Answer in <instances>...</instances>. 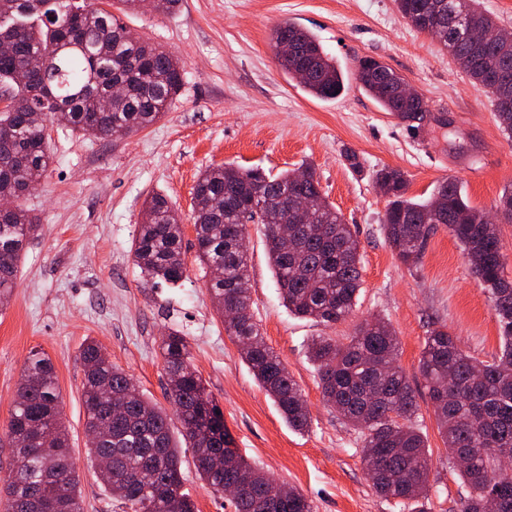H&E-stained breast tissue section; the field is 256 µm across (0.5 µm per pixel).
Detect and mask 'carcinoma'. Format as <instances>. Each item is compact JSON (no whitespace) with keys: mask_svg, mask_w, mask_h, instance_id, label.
Listing matches in <instances>:
<instances>
[{"mask_svg":"<svg viewBox=\"0 0 512 512\" xmlns=\"http://www.w3.org/2000/svg\"><path fill=\"white\" fill-rule=\"evenodd\" d=\"M402 19L418 31L435 32L437 41L486 94L501 131L512 137V92L490 90L498 67L512 79V38L480 44L472 34L496 29L479 0H395ZM0 90L12 106L0 111V200H17L32 189L34 174L51 165L49 137L30 126L28 114L44 112L50 123L63 124L96 139L132 133L153 125L179 93L184 68L174 54L131 34L95 0H0ZM271 42H288L298 53L277 58L292 75L308 72L302 82L314 97L332 100L345 90V75L316 37L287 20L271 29ZM47 55L41 70L31 59ZM359 88L384 111L412 121L427 111L420 97L406 98L396 86L358 66ZM109 108H101L102 101ZM297 185L296 170L267 174L232 163L200 174L193 193L192 219L198 259L222 275L209 281V293L225 330L239 345L242 359L273 399L288 426L303 430L310 414L300 387L283 361L266 344L250 313L251 284L246 249V214L266 228L268 257L280 296L302 317L335 324L357 305L361 289V254L351 225L324 197L319 179ZM373 179L386 198L383 229L390 247L406 265L423 255L428 238L441 225L462 247L477 285L489 294L502 349L491 361H478L457 344L448 326L436 323L425 340L419 372L432 404L448 455L467 453L469 464L458 475L468 487L456 512H512V470L501 471L497 448H512V279L504 276L506 255L497 225L473 206L455 179H445L431 197L408 196L404 172L384 167ZM300 191L313 202L310 220L292 225L286 239L275 234L285 209L257 212L260 198L285 203ZM39 225L21 205L0 212V304L12 296L26 243ZM182 224L169 200L154 194L146 200L144 220L132 243L133 261L154 283L176 284L186 277ZM398 336L383 319L365 320L349 340L320 336L309 345L323 396L363 437L362 453L376 493L413 502L422 508L428 493V451L412 420L416 395L397 364ZM168 377V396L182 427L185 445L171 432V417L140 394L135 381L110 361L96 341L81 351L86 429L94 434L87 453L97 480L123 512H196L182 491V448L192 451L199 478L212 492L241 485L235 512H265L272 480L231 448L224 419L209 399L202 378L191 365L189 343L174 330L160 347ZM8 433L33 440L41 452L15 463L0 486V512H36L35 496L50 489L62 502L60 512H82L80 477L69 452L62 400L54 364L33 351L14 396ZM112 459L102 467L100 460ZM153 468L152 489L135 482L140 465ZM281 512H313L311 501L296 487L284 486Z\"/></svg>","mask_w":512,"mask_h":512,"instance_id":"1","label":"carcinoma"}]
</instances>
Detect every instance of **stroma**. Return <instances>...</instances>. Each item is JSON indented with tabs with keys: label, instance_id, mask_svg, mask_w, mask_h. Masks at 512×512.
<instances>
[{
	"label": "stroma",
	"instance_id": "obj_1",
	"mask_svg": "<svg viewBox=\"0 0 512 512\" xmlns=\"http://www.w3.org/2000/svg\"><path fill=\"white\" fill-rule=\"evenodd\" d=\"M105 3L133 33L181 59L184 85L161 119L120 139H95L60 124L50 129L53 163L20 199L39 230L25 248L13 295L0 307V477L15 465L6 438L9 413L23 366L38 350L55 366L83 512H120L85 455L81 349L89 338L103 344L144 397L168 411L159 346L176 329L187 337L191 364L246 460L301 490L314 512H411V504L375 493L362 440L324 400L308 357L312 339L343 340L360 321L378 317L396 331L398 363L416 392V426L429 455L426 508L452 512L466 489L439 433L419 359L433 323L441 322L471 356L493 360L498 325L447 227L429 238L417 266L398 258L383 230L386 199L372 175L384 166L401 169L409 195L422 199L454 178L473 205L493 212L512 186V139L501 132L490 99L435 39L404 22L394 0H180L170 13ZM285 19L310 30L347 71L364 57L384 61L424 99L427 112L413 124L400 122L354 85L330 101L310 96L275 59L270 33ZM438 118L445 128L435 126ZM348 149L358 154L361 170L346 163ZM225 162L274 174L311 165L360 243L355 312L326 325L283 304L264 227H247L251 313L307 401L305 432L288 428L255 381L212 305L197 258L193 188L203 171ZM156 193L183 224L187 272L174 288L150 287L130 252L143 203ZM181 472L197 512H234L229 497L200 480L191 454H184Z\"/></svg>",
	"mask_w": 512,
	"mask_h": 512
}]
</instances>
